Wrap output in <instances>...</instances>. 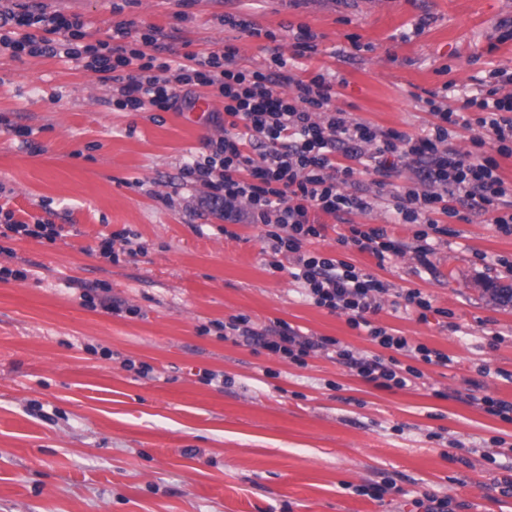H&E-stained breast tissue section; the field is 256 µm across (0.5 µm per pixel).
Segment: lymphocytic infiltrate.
<instances>
[{
	"mask_svg": "<svg viewBox=\"0 0 512 512\" xmlns=\"http://www.w3.org/2000/svg\"><path fill=\"white\" fill-rule=\"evenodd\" d=\"M163 32L148 26L131 36L117 25L112 41L85 43L80 17L43 12L14 16L11 34H0V46L14 55L63 56L82 61L86 70L110 75L118 83L120 108L168 111L192 105L179 87H205L224 100V134L208 143L206 155L186 162L184 185L207 187L208 207L223 206L225 219L245 217L265 228L263 252L271 270L288 271L302 295L316 306L340 312L352 328L365 329L379 353L358 356L329 337L298 334L284 322L263 330L247 316L231 317L224 328L234 343L256 345L296 364L323 351L364 380L386 389H403L419 377L403 365L401 356L427 364L446 365L450 358L423 344L374 325L370 314L381 307L386 284L353 264L306 251V242L322 238V216L348 225L339 244L372 254L378 262L404 254L402 243L380 227H364L360 216L373 211L378 199L392 202L394 221L414 224L415 258L430 268V234H447L445 219L469 221L487 216L512 234V187L499 173V160L512 158V93L490 87L482 99L464 101L462 109L428 97L431 119L422 133L411 134L356 120L333 103L334 84L324 73L296 78L288 58L271 41L264 67L240 64L235 47L188 53L180 61L159 60L165 51ZM295 85L294 96L284 95ZM478 108L468 118L466 109ZM478 126L485 136L473 138L472 150L462 152L449 142L453 128ZM409 170V185L393 187L392 175Z\"/></svg>",
	"mask_w": 512,
	"mask_h": 512,
	"instance_id": "lymphocytic-infiltrate-1",
	"label": "lymphocytic infiltrate"
}]
</instances>
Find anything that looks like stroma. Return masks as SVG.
Masks as SVG:
<instances>
[{"label":"stroma","mask_w":512,"mask_h":512,"mask_svg":"<svg viewBox=\"0 0 512 512\" xmlns=\"http://www.w3.org/2000/svg\"><path fill=\"white\" fill-rule=\"evenodd\" d=\"M26 10L80 17L94 41L154 25L171 59L228 44L252 66L267 39L225 16L276 32L288 58L305 27L317 52L304 66L335 75L338 107L413 134L429 119L425 92L447 89L458 107L491 71L512 73V0H0L1 13ZM118 97L75 62L0 51V206L61 229L53 243L0 238V266L27 272L0 280V512H412L426 492L450 512H512V421L466 398L476 379L512 402V303L486 290L512 279V235L483 215L449 220L426 270L410 250L415 225L392 223L382 200L362 221L404 255L381 265L341 246L343 224L307 243L387 284L375 325L451 357L420 364L411 387H376L322 354L299 366L237 345L216 325L243 314L257 330L283 321L358 355L379 350L287 271L267 270L262 225L225 224L223 209L201 207L202 186H181L183 164L224 133L223 98L202 88L191 108L132 111ZM125 229L141 253L117 265L95 253L100 235ZM86 286L134 314L85 306ZM409 288L429 297L427 320L397 309ZM363 485L384 487L382 499Z\"/></svg>","instance_id":"obj_1"}]
</instances>
